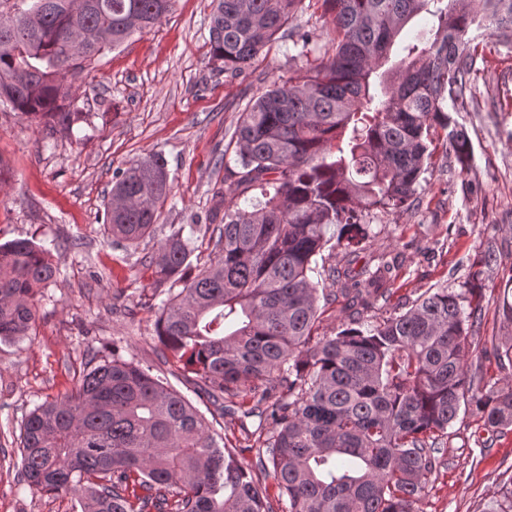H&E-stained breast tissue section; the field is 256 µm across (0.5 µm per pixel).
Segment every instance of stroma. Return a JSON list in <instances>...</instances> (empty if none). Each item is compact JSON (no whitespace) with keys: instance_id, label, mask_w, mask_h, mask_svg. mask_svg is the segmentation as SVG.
Segmentation results:
<instances>
[{"instance_id":"1","label":"stroma","mask_w":512,"mask_h":512,"mask_svg":"<svg viewBox=\"0 0 512 512\" xmlns=\"http://www.w3.org/2000/svg\"><path fill=\"white\" fill-rule=\"evenodd\" d=\"M216 0H174L150 31L104 51L80 93L94 112L92 126L44 138L37 123L0 108V243L31 238L50 249L59 269L44 290L31 335L0 341V503L8 512H78L70 494L31 489L20 478V426L35 405L70 393L86 372V345L101 354L119 346L126 357L162 370L171 386L200 411L193 381L163 367L154 322L160 297L146 262L171 232L205 224L216 195L229 182L218 161L246 104L273 82L306 65L287 35L257 56L247 75L230 78L210 58L209 27ZM473 99L456 115L473 145L461 167L437 146L411 204L366 216L374 236L366 256L400 255L388 283L391 295L368 311L372 321L440 286L461 288L487 247L499 264L485 273L480 326L473 344L512 336L500 295L512 282V46L497 45L471 81ZM162 155L171 195L152 238L135 246L108 239L102 229L106 196L117 171L136 159ZM314 333L332 336L347 320L336 281L320 278ZM251 400L215 416L211 426L227 446L246 451L244 416ZM440 464L429 477L420 512H488L512 485V430L494 435L463 413L440 444Z\"/></svg>"}]
</instances>
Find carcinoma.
Masks as SVG:
<instances>
[{"instance_id": "1", "label": "carcinoma", "mask_w": 512, "mask_h": 512, "mask_svg": "<svg viewBox=\"0 0 512 512\" xmlns=\"http://www.w3.org/2000/svg\"><path fill=\"white\" fill-rule=\"evenodd\" d=\"M0 0V102L40 120L45 137L73 132L89 113L73 90L107 48L151 31L173 0ZM305 0H218L209 28L212 61L230 77L303 8ZM333 25L328 48L305 70L250 100L229 146V192L193 227L215 257L192 266L180 227L150 257L164 286L155 332L162 358L191 373L212 398L250 391L266 437L257 467L273 472L288 512H417L438 466L437 445L461 407L485 430L512 429V386L468 374L471 358L512 365V336L479 354L482 275L497 265L484 251L460 292L438 288L377 324L355 310L334 336H313L319 289L312 275L342 281L352 302L371 308L394 261L381 255L358 275L321 265L337 245L351 263L374 237L371 210L404 208L445 133L461 165L473 146L453 118L470 96L471 74L491 49L512 45V0H319ZM433 19V41L393 47L416 17ZM298 56L319 50L295 34ZM171 192L160 155L116 173L106 204L107 237H152ZM253 195L247 208L240 199ZM58 273L33 239L0 243V340L26 336L42 290ZM29 487L77 496L81 512H272L266 489L240 452L149 366L112 348L91 354L75 391L37 405L20 429Z\"/></svg>"}]
</instances>
